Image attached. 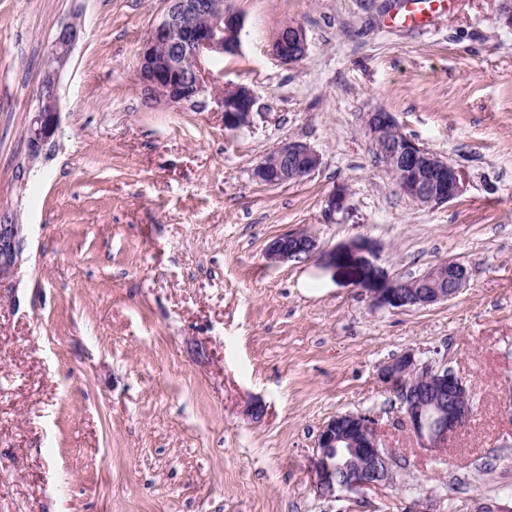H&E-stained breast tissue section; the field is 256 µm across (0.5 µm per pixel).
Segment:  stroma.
<instances>
[{
  "instance_id": "obj_1",
  "label": "stroma",
  "mask_w": 512,
  "mask_h": 512,
  "mask_svg": "<svg viewBox=\"0 0 512 512\" xmlns=\"http://www.w3.org/2000/svg\"><path fill=\"white\" fill-rule=\"evenodd\" d=\"M237 55L208 62L198 104L145 102L137 51L165 0H0V220L22 253L0 281V512H470L512 502V25L502 0H455L423 28L405 0H228ZM82 39L59 86V130L29 157L36 86L61 24ZM308 51H271L286 25ZM243 84L249 127L217 98ZM467 173L461 194L404 198L369 112ZM321 156L279 187L252 169L282 142ZM365 237L371 274L448 260L469 284L423 309L372 304L319 260L276 266V235ZM471 386V426L443 453L395 426L380 367L408 349ZM261 416H253L254 407ZM388 425L409 465L391 485L318 496L322 426ZM271 47L272 53L280 61L296 63L307 53L305 33L300 26L288 25L277 34Z\"/></svg>"
}]
</instances>
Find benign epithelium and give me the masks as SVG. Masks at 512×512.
Wrapping results in <instances>:
<instances>
[{"label": "benign epithelium", "instance_id": "benign-epithelium-1", "mask_svg": "<svg viewBox=\"0 0 512 512\" xmlns=\"http://www.w3.org/2000/svg\"><path fill=\"white\" fill-rule=\"evenodd\" d=\"M244 19L226 0H167L163 18L150 30L137 56L138 84L158 104L197 102L211 85L206 62L240 51ZM82 35L74 19L62 25L52 42L49 63L41 76L44 89L27 129L29 155H38L59 128L58 88L72 48ZM272 53L288 64L307 53L303 29L289 25L272 43ZM224 126L239 130L250 126L255 105L253 92L244 85L224 90L218 97ZM397 126L393 115L376 110L366 127L380 161L393 174L399 191L421 207L446 204L462 192L466 173L447 159L405 136L387 137ZM320 155L308 144L291 141L278 146L253 169L255 180L279 186L316 171ZM21 225L0 224V280L17 261ZM373 249L366 238L333 248H322L303 231L278 235L267 245L266 260L274 265L318 257L322 263L355 276L364 270V254ZM468 268L458 261H444L427 270L418 284L407 280H373L374 305L388 308H423L455 297L469 281ZM378 378L397 404L396 424L409 430L419 447L440 452L451 446L471 423L474 409L467 401L470 389L464 378L447 364V357H425L408 349L381 366ZM392 449L386 447L376 418L365 412L336 415L323 425L311 458L316 491L332 498L336 491L357 492L391 484L398 470Z\"/></svg>", "mask_w": 512, "mask_h": 512}]
</instances>
